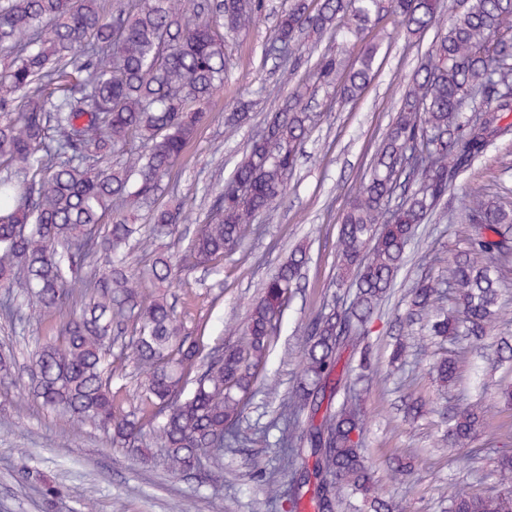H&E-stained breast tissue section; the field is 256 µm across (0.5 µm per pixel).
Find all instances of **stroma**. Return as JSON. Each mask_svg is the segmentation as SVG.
Wrapping results in <instances>:
<instances>
[{"label":"stroma","mask_w":512,"mask_h":512,"mask_svg":"<svg viewBox=\"0 0 512 512\" xmlns=\"http://www.w3.org/2000/svg\"><path fill=\"white\" fill-rule=\"evenodd\" d=\"M291 3L264 0L258 27L226 41L225 53L233 66L212 100L213 119L199 129L159 194L160 204L183 202L188 219L181 229L186 234H194L204 200L222 190L238 155L289 91L290 84H285L274 60L264 54L279 16ZM369 38L380 46L374 77L353 101L342 100L331 89L318 90L314 110L319 119L289 181L285 203L275 215L263 218L261 236L219 267L188 272L162 289L174 302L183 327L204 332L206 342L214 344L225 324L243 323L261 282L291 251L306 249L309 263L302 289L283 315L265 370L284 390L298 372L305 322L332 298L336 240L346 198L368 173L400 92L425 61L434 35L405 37L388 19L372 29ZM243 103L251 115L249 122L227 132L225 113ZM504 187L512 189V136L495 142L457 178L448 193V206L459 208L472 190L492 195ZM459 230V223L444 214L420 227L391 294L370 326L375 358L382 361L387 356L391 322L401 298L422 273L421 252L430 249L447 257ZM499 307L493 335L476 348L460 344L471 367L448 398L440 397L428 373L429 358L414 337L409 340L407 363L396 377L387 378L382 364L369 376V392L361 404L366 448L381 495L393 500L400 512H442L443 494L452 479L469 481L479 494L497 489L495 481L483 476L487 468L483 451L501 444L512 425V413L502 410L497 399L500 376L488 367L498 337L512 336V285L502 289ZM58 329V321L31 310L21 323L0 321V348L12 350L16 357L12 374L0 375V512H86L88 500L93 512H175L177 504L187 499L193 503L192 512H272L261 480L252 475V449H240L219 461L206 454L201 459L205 477L175 478L167 470L164 449L157 445H149L146 461L135 460L127 449L107 443L94 426L21 397L28 382L29 353L56 336ZM479 372L486 382V427L477 442L478 453L465 461L441 442L437 416L411 424L403 420L401 405L408 394L423 397L435 408L446 401L461 402L473 393ZM396 454L421 459L408 482L395 479L386 464ZM76 488L83 490V497L73 496Z\"/></svg>","instance_id":"obj_1"}]
</instances>
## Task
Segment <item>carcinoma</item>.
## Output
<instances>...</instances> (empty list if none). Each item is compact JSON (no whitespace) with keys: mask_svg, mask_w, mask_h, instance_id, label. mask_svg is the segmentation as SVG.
I'll return each instance as SVG.
<instances>
[{"mask_svg":"<svg viewBox=\"0 0 512 512\" xmlns=\"http://www.w3.org/2000/svg\"><path fill=\"white\" fill-rule=\"evenodd\" d=\"M293 0L274 41L328 37L313 79L357 98L379 53L371 27L391 17L407 36L435 31L426 64L398 100L396 116L369 176L348 196L337 239L338 294L304 327V352L288 392L262 375L282 315L298 288L306 252L295 250L247 309L244 324L224 325L237 340L206 349L187 334L154 289L181 272L212 267L262 232L288 194L314 117L303 87L294 89L254 138L204 223L175 253L153 246L185 220L181 205L152 210L144 231L117 203L151 205L161 183L210 118L224 86L227 38L255 28L262 0H0V319H18L16 295L32 309L63 317L58 333L32 356L28 391L43 406L91 422L112 445L138 448L153 429L171 474H202L213 449L249 447L242 427L256 387L280 400L278 447L285 476L266 472L272 507L294 490L290 512H396L378 492L366 455L364 415L348 394L364 386L370 346L357 365L341 362L347 342L369 334L393 288L417 228L430 221L448 189L494 141L512 134V0ZM359 51L347 69L341 55ZM497 59L489 71L487 58ZM477 99L483 117L462 108ZM415 155L407 171L402 160ZM461 238L443 270L426 251L429 271L407 293L394 320L399 336L420 337L429 373L449 388L465 361L443 347L481 341L497 322L498 295L512 261V202L480 190L458 213ZM139 249L146 274L126 263ZM130 357L144 374L139 407H114L112 364ZM482 399L446 412L448 448L474 447L486 422ZM496 472L512 475V448L490 450ZM448 512H512V485L475 493L448 481Z\"/></svg>","mask_w":512,"mask_h":512,"instance_id":"obj_1","label":"carcinoma"}]
</instances>
